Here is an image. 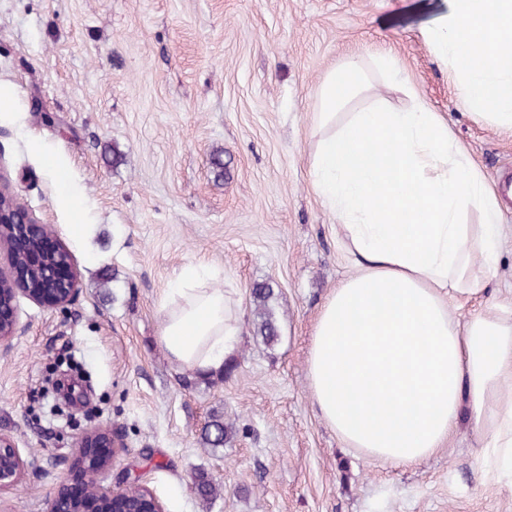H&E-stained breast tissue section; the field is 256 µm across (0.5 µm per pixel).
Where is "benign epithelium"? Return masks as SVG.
I'll return each mask as SVG.
<instances>
[{
    "label": "benign epithelium",
    "instance_id": "7a95c632",
    "mask_svg": "<svg viewBox=\"0 0 512 512\" xmlns=\"http://www.w3.org/2000/svg\"><path fill=\"white\" fill-rule=\"evenodd\" d=\"M0 224L18 225L20 235L0 240V344L20 335L16 298L23 295L40 306L66 310L79 295V276L71 254L50 224H41L23 207L0 196ZM76 453L85 457L84 486L74 493L66 478L58 483L47 512H165L163 503L141 477L120 471L116 492L107 483L121 451L118 435L91 424L76 438ZM28 462L13 436L0 433V490L13 486Z\"/></svg>",
    "mask_w": 512,
    "mask_h": 512
}]
</instances>
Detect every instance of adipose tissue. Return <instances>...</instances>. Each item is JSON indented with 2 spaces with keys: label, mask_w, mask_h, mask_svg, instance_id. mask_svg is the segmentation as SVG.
Instances as JSON below:
<instances>
[{
  "label": "adipose tissue",
  "mask_w": 512,
  "mask_h": 512,
  "mask_svg": "<svg viewBox=\"0 0 512 512\" xmlns=\"http://www.w3.org/2000/svg\"><path fill=\"white\" fill-rule=\"evenodd\" d=\"M422 37L461 83L475 117L512 130V0H450ZM359 58L326 80L313 188L340 220L355 271L324 302L308 358L314 402L351 448L405 465L442 448L460 415L512 460V313L490 304L456 322L451 302L486 292L473 262L492 265L501 213L445 119L414 101L337 121L362 86ZM480 224L463 223L470 209ZM211 269L181 270L161 300L160 342L177 364L222 370L237 338Z\"/></svg>",
  "instance_id": "adipose-tissue-1"
}]
</instances>
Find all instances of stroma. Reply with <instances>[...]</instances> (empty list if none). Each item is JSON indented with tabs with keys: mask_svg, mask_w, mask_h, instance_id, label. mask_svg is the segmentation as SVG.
Instances as JSON below:
<instances>
[{
	"mask_svg": "<svg viewBox=\"0 0 512 512\" xmlns=\"http://www.w3.org/2000/svg\"><path fill=\"white\" fill-rule=\"evenodd\" d=\"M448 0H0V164L54 225L81 293L66 312L19 301L0 346V432L31 460L0 512H47L81 470L92 423L124 438L117 469L144 476L166 512H512V464L460 419L416 465L346 447L313 403L307 358L319 310L354 271L336 217L312 190L314 114L326 76L363 57L345 111L403 110L398 60L488 184L512 179V131L476 119L421 37ZM223 168H216L215 160ZM486 299L512 310V205ZM86 227L76 237L72 225ZM203 262L230 290L238 336L223 373L170 360L161 298ZM270 282L279 338L253 334L250 292ZM76 352L87 401L65 423L39 397L45 366ZM232 424L204 445L214 416ZM222 486L206 501L194 475ZM232 434V427L224 423V419H214L207 426L203 440L210 448L224 447L227 439Z\"/></svg>",
	"mask_w": 512,
	"mask_h": 512,
	"instance_id": "stroma-1",
	"label": "stroma"
}]
</instances>
